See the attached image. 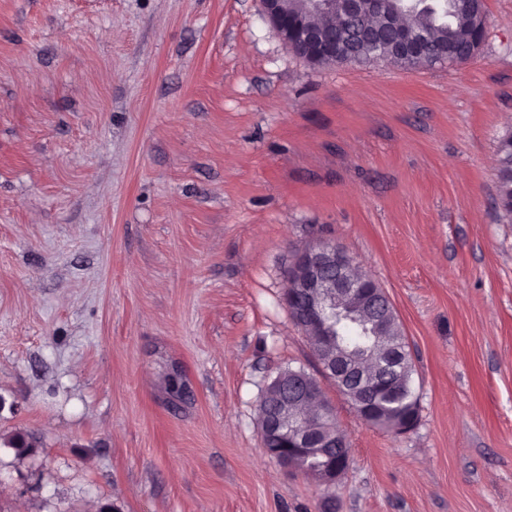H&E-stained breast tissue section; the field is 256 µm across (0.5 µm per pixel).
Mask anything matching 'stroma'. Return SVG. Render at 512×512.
<instances>
[{
  "mask_svg": "<svg viewBox=\"0 0 512 512\" xmlns=\"http://www.w3.org/2000/svg\"><path fill=\"white\" fill-rule=\"evenodd\" d=\"M458 66H313L261 0H0V512H329L259 396L331 240L397 311L419 421L330 512H512V0ZM23 433L27 455L5 447ZM500 165L497 174L496 201L507 215H512V134H506L498 142Z\"/></svg>",
  "mask_w": 512,
  "mask_h": 512,
  "instance_id": "35a3bbf8",
  "label": "stroma"
}]
</instances>
